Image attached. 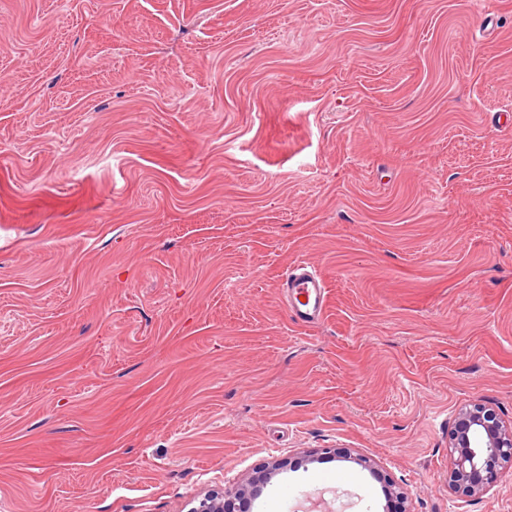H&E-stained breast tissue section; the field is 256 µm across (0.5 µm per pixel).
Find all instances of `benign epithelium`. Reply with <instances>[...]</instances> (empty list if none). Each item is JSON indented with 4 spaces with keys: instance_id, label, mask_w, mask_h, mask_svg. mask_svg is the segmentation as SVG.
Segmentation results:
<instances>
[{
    "instance_id": "benign-epithelium-1",
    "label": "benign epithelium",
    "mask_w": 512,
    "mask_h": 512,
    "mask_svg": "<svg viewBox=\"0 0 512 512\" xmlns=\"http://www.w3.org/2000/svg\"><path fill=\"white\" fill-rule=\"evenodd\" d=\"M453 456L448 486L464 496L491 489L503 465L512 462V422L503 421L491 406L475 403L461 410L450 432ZM191 512H249L244 489L208 493Z\"/></svg>"
}]
</instances>
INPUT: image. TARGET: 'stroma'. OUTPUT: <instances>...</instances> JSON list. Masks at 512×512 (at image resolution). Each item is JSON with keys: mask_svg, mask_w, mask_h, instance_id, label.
I'll return each instance as SVG.
<instances>
[{"mask_svg": "<svg viewBox=\"0 0 512 512\" xmlns=\"http://www.w3.org/2000/svg\"><path fill=\"white\" fill-rule=\"evenodd\" d=\"M503 114L512 0H0V512H512ZM284 310L290 319L303 326L321 322L327 304V284L307 263L289 268L281 283ZM449 447L448 486L464 496L486 492L498 482L504 463L512 462V422H504L493 407L475 403L456 416ZM248 499L243 488L225 490L224 496L208 493L198 499L191 512H249Z\"/></svg>", "mask_w": 512, "mask_h": 512, "instance_id": "obj_1", "label": "stroma"}]
</instances>
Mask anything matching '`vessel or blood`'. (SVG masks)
Masks as SVG:
<instances>
[{"mask_svg":"<svg viewBox=\"0 0 512 512\" xmlns=\"http://www.w3.org/2000/svg\"><path fill=\"white\" fill-rule=\"evenodd\" d=\"M284 310L293 322L304 326L321 322L327 304V284L307 263L289 268L281 283Z\"/></svg>","mask_w":512,"mask_h":512,"instance_id":"b4317fda","label":"vessel or blood"}]
</instances>
